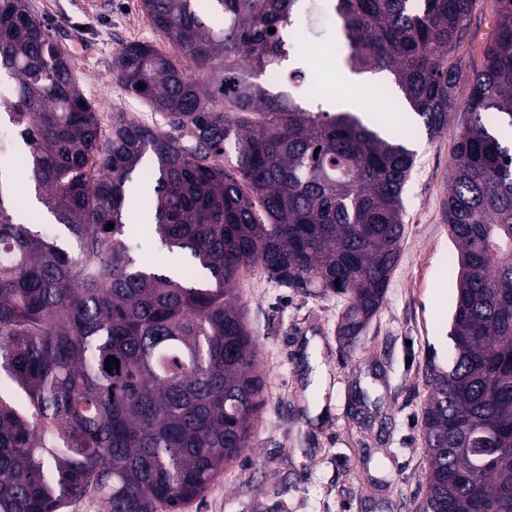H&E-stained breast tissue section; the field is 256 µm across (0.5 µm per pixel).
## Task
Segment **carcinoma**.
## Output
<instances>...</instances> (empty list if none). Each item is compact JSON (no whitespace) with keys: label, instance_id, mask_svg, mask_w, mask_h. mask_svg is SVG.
<instances>
[{"label":"carcinoma","instance_id":"cac0c4a2","mask_svg":"<svg viewBox=\"0 0 512 512\" xmlns=\"http://www.w3.org/2000/svg\"><path fill=\"white\" fill-rule=\"evenodd\" d=\"M142 2L172 52L125 44L113 78L169 130L102 129L28 0H0V105L17 135L0 158L29 171L18 186L0 166V512H61L91 490L106 512H181L250 447L265 404L242 273L346 298L351 345L398 262L414 152L261 80L288 61L304 0ZM330 2L340 59L390 73L396 103L439 136L474 0ZM495 4L444 203L459 280L450 352L425 365L416 512H512V0ZM142 194L141 230L176 267L124 240ZM49 215L78 253L36 230Z\"/></svg>","mask_w":512,"mask_h":512}]
</instances>
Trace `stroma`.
Masks as SVG:
<instances>
[{
  "mask_svg": "<svg viewBox=\"0 0 512 512\" xmlns=\"http://www.w3.org/2000/svg\"><path fill=\"white\" fill-rule=\"evenodd\" d=\"M69 54L73 73L102 122L117 117L167 124L112 78L121 45L142 41L168 50L142 0H29ZM498 21L492 0H475L460 48L459 99ZM307 68L326 100L349 83L372 111L387 101L371 74L347 81L334 69L336 21L321 13L300 23ZM465 120L451 113L440 137L421 138L404 192V233L382 307L353 348L338 328L342 299L317 288L280 287L250 270L238 289L257 340L266 402L249 448L207 492L181 512H415L423 496L426 450L421 407L429 351H449L456 250L443 220L455 138Z\"/></svg>",
  "mask_w": 512,
  "mask_h": 512,
  "instance_id": "35a3bbf8",
  "label": "stroma"
}]
</instances>
